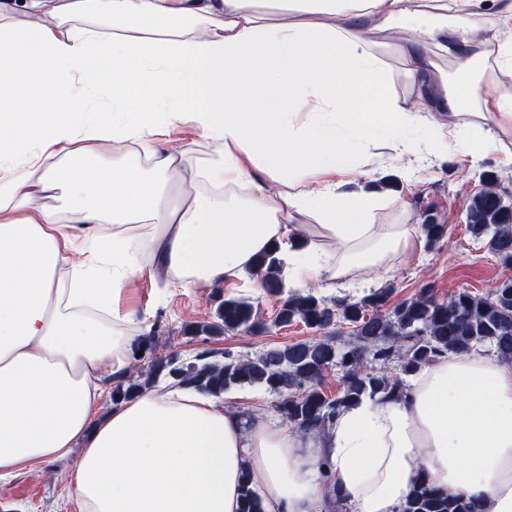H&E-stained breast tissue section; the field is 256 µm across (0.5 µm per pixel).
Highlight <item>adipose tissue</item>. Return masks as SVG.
I'll use <instances>...</instances> for the list:
<instances>
[{
    "label": "adipose tissue",
    "mask_w": 512,
    "mask_h": 512,
    "mask_svg": "<svg viewBox=\"0 0 512 512\" xmlns=\"http://www.w3.org/2000/svg\"><path fill=\"white\" fill-rule=\"evenodd\" d=\"M258 2L0 0V480L79 443L82 512H239L245 468L265 512H324L328 481L352 512H401L424 482L512 512V361L481 350L342 411L324 436L188 389L95 419L101 371L131 363L117 302L142 250L189 285L246 273L274 243L297 285L349 281L423 238L418 224L372 223L374 194L337 191L351 143L402 153L423 129L429 150L478 158L512 132V95L483 92L489 72H512V42L466 36L484 0H281L285 22ZM380 32L398 37L410 103ZM272 84L277 106L262 95ZM186 121L223 197L166 199L179 160L160 129ZM102 141L121 149L88 163ZM58 189L70 220L32 205Z\"/></svg>",
    "instance_id": "ef3b65f1"
}]
</instances>
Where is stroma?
I'll use <instances>...</instances> for the list:
<instances>
[{
  "mask_svg": "<svg viewBox=\"0 0 512 512\" xmlns=\"http://www.w3.org/2000/svg\"><path fill=\"white\" fill-rule=\"evenodd\" d=\"M161 142L177 154L181 169L192 174L190 181L174 182L176 195L208 194V186L196 176L205 159L196 131L181 126L163 135ZM489 172L496 175L499 192L512 199V154L504 150L488 151L478 159L453 150L432 155L420 136L414 139L413 151L401 156L390 151L380 154L372 147H355L345 171L336 177L338 189L358 182L381 193L388 181H395L396 187L391 191L394 200L375 212L374 223L418 224L430 216L445 225L446 234L434 244L401 255L390 269L363 274L354 287L331 288L320 279L310 282L308 291L337 301L360 297L369 288L387 286L393 306L416 296L426 284L432 286L441 301L461 288L480 295L488 292L498 278L512 272L467 228L468 200L483 187ZM142 265V272L120 298L119 306L133 311L127 331L136 340L146 341V358L174 356L189 362L203 348L251 356L269 347L315 336L313 330L299 322L267 333L188 335L186 327L210 320L221 298L249 299L267 319L274 316L278 302L256 288L253 276L248 274L210 286H186L150 258H143ZM73 464L70 458L38 464L1 480L0 505L10 507L11 512H81L69 482Z\"/></svg>",
  "mask_w": 512,
  "mask_h": 512,
  "instance_id": "1",
  "label": "stroma"
}]
</instances>
